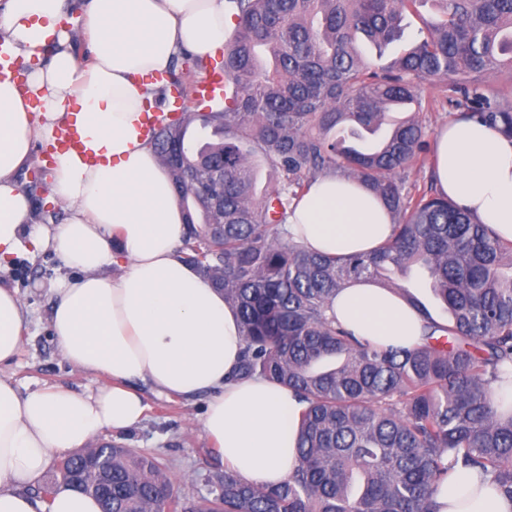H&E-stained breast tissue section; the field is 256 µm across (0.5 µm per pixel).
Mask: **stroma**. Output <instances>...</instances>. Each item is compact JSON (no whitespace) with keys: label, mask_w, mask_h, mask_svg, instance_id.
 <instances>
[{"label":"stroma","mask_w":512,"mask_h":512,"mask_svg":"<svg viewBox=\"0 0 512 512\" xmlns=\"http://www.w3.org/2000/svg\"><path fill=\"white\" fill-rule=\"evenodd\" d=\"M425 94L433 99L434 105L417 113L416 118L432 141L439 128L455 116L456 110L448 103L451 95L448 83L428 86ZM32 152V162L20 172L18 183L30 195L40 223L59 222L62 211L49 191L52 167L46 162L48 151L37 142ZM66 274L61 260L47 251L14 257L4 275L5 280L17 288L31 316L15 361L0 369V376L11 379L21 391L64 386L90 393L105 383L104 377L68 362L53 336L50 327L52 288ZM135 386L148 404L145 417L129 430L108 434V441L138 453L155 455L180 494L188 497L207 494L211 480L223 475L225 469L222 457L202 428L212 392L183 399L158 394L145 381H136Z\"/></svg>","instance_id":"obj_1"}]
</instances>
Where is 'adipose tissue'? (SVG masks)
<instances>
[{
  "label": "adipose tissue",
  "mask_w": 512,
  "mask_h": 512,
  "mask_svg": "<svg viewBox=\"0 0 512 512\" xmlns=\"http://www.w3.org/2000/svg\"><path fill=\"white\" fill-rule=\"evenodd\" d=\"M233 15L230 0H90L94 63L84 70L62 23L66 0H0V53L31 62L56 49L24 82L0 69V269L33 249L75 270L56 284L53 333L67 361L107 379L88 394L24 395L0 378V512H100L92 497L68 488L49 503L27 488L54 458L143 419L135 379L184 398L213 391L203 429L241 479L277 485L298 464L303 406L266 379L231 381L243 346L237 319L223 294L179 257L184 215L144 131L158 76L181 49L202 56L223 49ZM67 127L85 151L55 153L49 191L68 214L50 227L32 223L17 175L33 140L55 142ZM435 150L438 192L512 241V139L459 116L439 131ZM287 228L306 249L359 254L385 242L393 224L363 185L322 175ZM332 312L375 343L410 346L425 334L412 307L371 282L343 289ZM29 323L17 289L0 281V366L13 361ZM436 500L439 512H512L494 484L462 468Z\"/></svg>",
  "instance_id": "obj_1"
}]
</instances>
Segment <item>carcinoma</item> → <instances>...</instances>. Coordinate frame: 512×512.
I'll use <instances>...</instances> for the list:
<instances>
[{"mask_svg":"<svg viewBox=\"0 0 512 512\" xmlns=\"http://www.w3.org/2000/svg\"><path fill=\"white\" fill-rule=\"evenodd\" d=\"M237 18L218 62L224 99L184 105L149 136L169 172L187 231L181 259L224 292L243 348L233 379L262 377L306 404L299 464L276 486L224 472L208 495L172 496L160 461L112 448V466L86 451L57 476L112 485L91 494L101 512H437L438 486L458 467L512 501V406L495 385L512 379V243L447 196L412 190L407 173L430 144L409 116L424 83L448 80L449 104L512 138V0H435L440 18L386 65L368 61L400 37L421 0H229ZM187 85L158 90L165 101ZM275 186L255 194L258 163ZM364 183L393 214L391 237L368 254H323L296 243L288 211L324 174ZM423 269L448 318L438 321L391 269ZM361 279L402 297L426 323L411 347L355 336L328 311Z\"/></svg>","mask_w":512,"mask_h":512,"instance_id":"1","label":"carcinoma"}]
</instances>
